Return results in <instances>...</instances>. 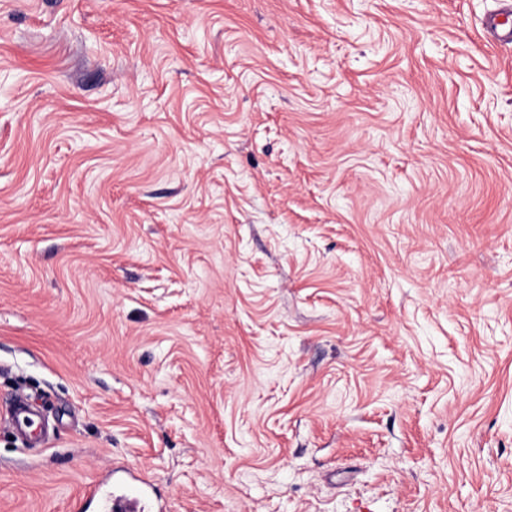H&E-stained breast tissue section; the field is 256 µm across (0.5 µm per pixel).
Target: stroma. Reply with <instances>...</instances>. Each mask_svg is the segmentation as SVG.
Returning <instances> with one entry per match:
<instances>
[{
    "label": "stroma",
    "mask_w": 512,
    "mask_h": 512,
    "mask_svg": "<svg viewBox=\"0 0 512 512\" xmlns=\"http://www.w3.org/2000/svg\"><path fill=\"white\" fill-rule=\"evenodd\" d=\"M499 0H0V512H512ZM491 35L512 42V12H495L490 14L483 23ZM129 485V490L114 489L112 494L103 497L100 501V512H145L146 492L142 487H134L126 482H117Z\"/></svg>",
    "instance_id": "obj_1"
}]
</instances>
